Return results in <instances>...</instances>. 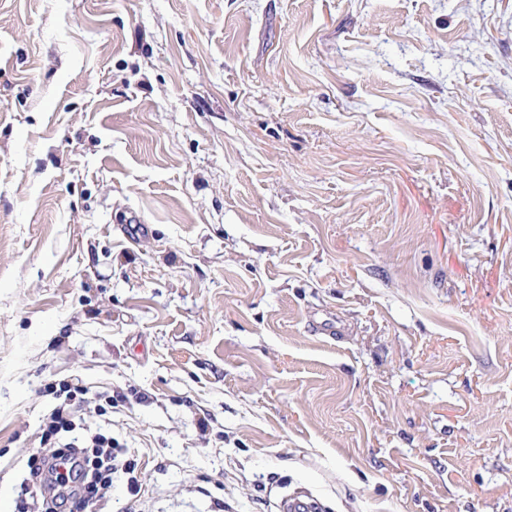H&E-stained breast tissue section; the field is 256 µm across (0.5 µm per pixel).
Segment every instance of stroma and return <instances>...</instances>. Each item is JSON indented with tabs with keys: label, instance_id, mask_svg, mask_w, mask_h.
Wrapping results in <instances>:
<instances>
[{
	"label": "stroma",
	"instance_id": "obj_1",
	"mask_svg": "<svg viewBox=\"0 0 512 512\" xmlns=\"http://www.w3.org/2000/svg\"><path fill=\"white\" fill-rule=\"evenodd\" d=\"M64 378L91 512H512V0H0V512Z\"/></svg>",
	"mask_w": 512,
	"mask_h": 512
}]
</instances>
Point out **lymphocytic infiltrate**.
Returning <instances> with one entry per match:
<instances>
[{
	"label": "lymphocytic infiltrate",
	"instance_id": "lymphocytic-infiltrate-1",
	"mask_svg": "<svg viewBox=\"0 0 512 512\" xmlns=\"http://www.w3.org/2000/svg\"><path fill=\"white\" fill-rule=\"evenodd\" d=\"M47 389L57 404L44 424L46 445L28 459L31 479L40 487V500L32 502L27 490H20L15 512H87L105 497L113 474L119 471L127 474L130 487H137L135 461L120 459V448L111 437L95 433L82 443L64 438L75 430L90 387L61 380L49 383Z\"/></svg>",
	"mask_w": 512,
	"mask_h": 512
}]
</instances>
